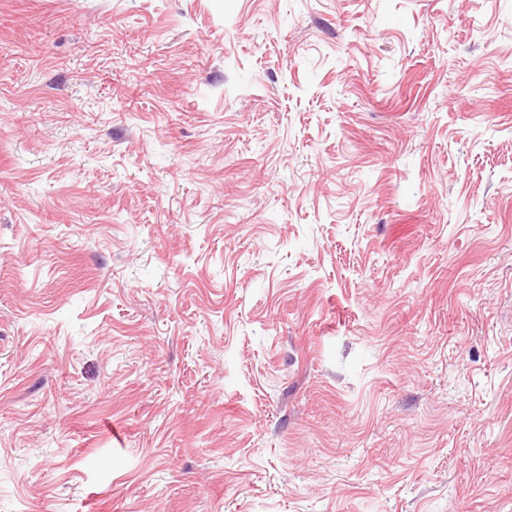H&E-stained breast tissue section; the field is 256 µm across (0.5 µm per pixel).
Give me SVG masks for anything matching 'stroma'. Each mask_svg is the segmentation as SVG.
<instances>
[{
    "instance_id": "stroma-1",
    "label": "stroma",
    "mask_w": 512,
    "mask_h": 512,
    "mask_svg": "<svg viewBox=\"0 0 512 512\" xmlns=\"http://www.w3.org/2000/svg\"><path fill=\"white\" fill-rule=\"evenodd\" d=\"M0 512H512V0H0Z\"/></svg>"
}]
</instances>
